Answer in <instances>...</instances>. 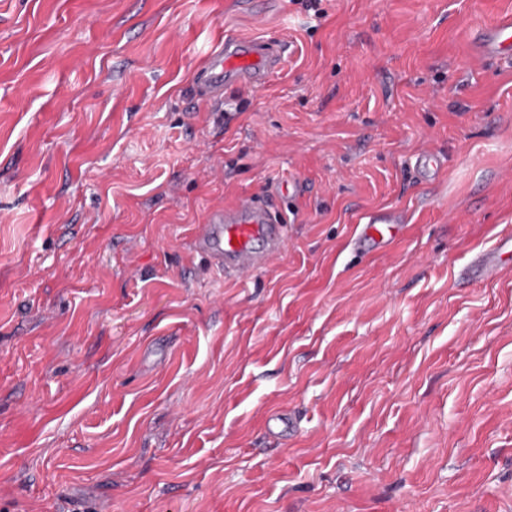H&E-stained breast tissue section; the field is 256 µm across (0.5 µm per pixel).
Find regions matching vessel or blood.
<instances>
[{"instance_id": "1", "label": "vessel or blood", "mask_w": 512, "mask_h": 512, "mask_svg": "<svg viewBox=\"0 0 512 512\" xmlns=\"http://www.w3.org/2000/svg\"><path fill=\"white\" fill-rule=\"evenodd\" d=\"M287 50L286 43L267 38L218 39L205 54L192 95L211 109L223 111L225 83L266 84L269 76L283 66ZM476 53L482 60L512 59V14L500 16L478 30ZM441 166L439 155L426 149L416 156L414 170L419 179L430 181ZM277 197L276 191L265 190L245 196L233 206L210 209L190 239L191 250L204 256L215 271L235 281L265 269L288 248V215ZM402 228L394 213L378 212L356 226L352 242L366 254L381 251ZM501 270L496 253L481 252L472 258L466 276L484 282L496 278Z\"/></svg>"}]
</instances>
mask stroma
Returning a JSON list of instances; mask_svg holds the SVG:
<instances>
[{
  "label": "stroma",
  "mask_w": 512,
  "mask_h": 512,
  "mask_svg": "<svg viewBox=\"0 0 512 512\" xmlns=\"http://www.w3.org/2000/svg\"><path fill=\"white\" fill-rule=\"evenodd\" d=\"M506 13L0 0V512H512V254L460 278L512 230V62L470 52ZM226 34L292 53L210 112ZM296 178L282 259L242 285L190 252ZM380 210L403 232L355 255ZM442 166L441 158L432 150L425 149L415 158L414 170L421 180L431 181L435 179ZM509 245L512 247V234H506L500 240V245L497 250L476 254L466 269L467 278L475 282H485L496 278L504 269L498 261L497 254L500 250Z\"/></svg>",
  "instance_id": "1"
}]
</instances>
